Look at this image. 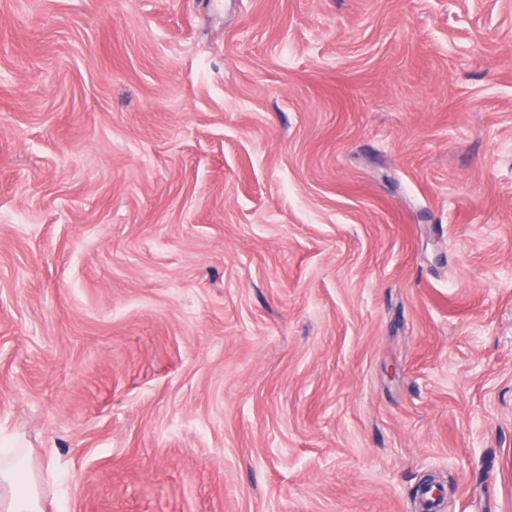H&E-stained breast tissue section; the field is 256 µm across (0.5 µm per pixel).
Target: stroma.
<instances>
[{
  "label": "stroma",
  "instance_id": "stroma-1",
  "mask_svg": "<svg viewBox=\"0 0 512 512\" xmlns=\"http://www.w3.org/2000/svg\"><path fill=\"white\" fill-rule=\"evenodd\" d=\"M0 448L52 512H512V0H0Z\"/></svg>",
  "mask_w": 512,
  "mask_h": 512
}]
</instances>
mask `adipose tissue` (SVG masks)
<instances>
[{
    "label": "adipose tissue",
    "instance_id": "1",
    "mask_svg": "<svg viewBox=\"0 0 512 512\" xmlns=\"http://www.w3.org/2000/svg\"><path fill=\"white\" fill-rule=\"evenodd\" d=\"M41 465L32 459L0 458V512H48Z\"/></svg>",
    "mask_w": 512,
    "mask_h": 512
}]
</instances>
